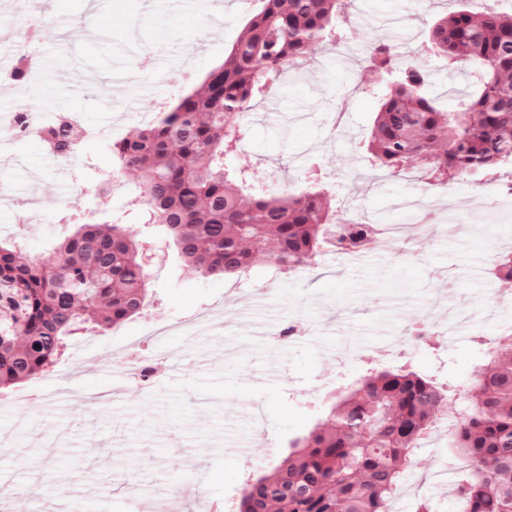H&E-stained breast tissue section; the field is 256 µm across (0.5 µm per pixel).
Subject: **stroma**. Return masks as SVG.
<instances>
[{
    "label": "stroma",
    "instance_id": "1",
    "mask_svg": "<svg viewBox=\"0 0 512 512\" xmlns=\"http://www.w3.org/2000/svg\"><path fill=\"white\" fill-rule=\"evenodd\" d=\"M111 2V25L97 27L89 24L92 0H6L0 8V117L20 104L12 46L36 26L42 78L29 99L39 120L74 113L94 132L65 161L37 137L0 132V181L9 188L0 239L23 236L36 255L74 232L65 220L71 211H125L140 191L134 175L123 173L117 192L100 181L117 167L109 124L132 132L155 117L159 99L199 88L261 7L260 0H196L185 13L175 0ZM459 6L350 0L345 42L317 50L305 72L254 106L233 158L271 186H305L318 169L333 207L368 224L409 226L406 238L377 241L355 262L329 249L278 280L262 260L239 278L197 280L162 250L147 294L153 318L170 325L196 317L198 331L150 337L140 318L129 319L74 355L72 376L47 383L42 402L0 405V486L11 512H33L43 488L55 493L54 512L68 497L91 499L104 489L112 512H196L200 493L219 510L237 498L246 473L269 472L370 365L405 364L451 380L459 393L471 390L486 340L512 329V302L501 300L492 268L493 255L512 248V196L477 210L478 179L432 188L374 170L364 149L379 109L370 91L376 76L364 64L370 40L391 38L400 61L425 65L429 94L448 104V68L428 54L427 29ZM148 48L162 68L141 70ZM117 73L130 76L120 98L112 90ZM422 319L434 336L407 344ZM291 322L301 335L275 342ZM133 340L161 363L185 356L183 370H164L148 388L131 378L114 387L102 367L120 361ZM455 417L444 411L443 425L417 450L396 512H414L423 497L438 512H456L447 427ZM198 466L197 491L186 476Z\"/></svg>",
    "mask_w": 512,
    "mask_h": 512
}]
</instances>
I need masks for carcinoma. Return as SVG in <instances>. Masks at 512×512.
Instances as JSON below:
<instances>
[{"label": "carcinoma", "instance_id": "obj_1", "mask_svg": "<svg viewBox=\"0 0 512 512\" xmlns=\"http://www.w3.org/2000/svg\"><path fill=\"white\" fill-rule=\"evenodd\" d=\"M263 3L202 89L111 144L140 180L143 223L162 228L186 270L205 278L242 276L261 256L292 271L325 249L359 248L372 228L344 223L318 179L277 192L229 166L256 98L278 91L318 47L344 40L347 0ZM427 45L448 68L467 67L473 89L442 109L425 91L423 66L398 64L393 47L375 41L368 60L386 91L368 142L374 165L393 175L416 168L436 187L496 174L512 160V11L469 0L430 25ZM45 139L70 153L57 129ZM151 253L112 217L77 225L42 257L0 242V390L47 372L88 331L139 314ZM495 276L512 282V252ZM455 396L406 366L373 369L270 473L244 482L235 512H390L415 450ZM457 413L448 445L462 462L457 512H512V335L487 350Z\"/></svg>", "mask_w": 512, "mask_h": 512}]
</instances>
